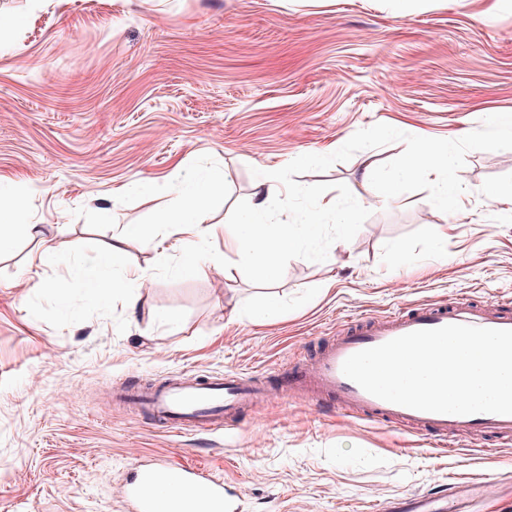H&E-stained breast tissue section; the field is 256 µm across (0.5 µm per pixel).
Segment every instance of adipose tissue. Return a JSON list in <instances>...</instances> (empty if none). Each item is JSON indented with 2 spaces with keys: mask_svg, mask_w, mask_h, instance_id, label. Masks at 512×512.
I'll list each match as a JSON object with an SVG mask.
<instances>
[{
  "mask_svg": "<svg viewBox=\"0 0 512 512\" xmlns=\"http://www.w3.org/2000/svg\"><path fill=\"white\" fill-rule=\"evenodd\" d=\"M274 174L263 175L256 184L251 204L240 220L232 225L217 227L207 223L206 211L216 200L219 177L210 173L193 177L183 183L177 202L160 218L161 223L177 227L181 247H194L220 236L226 249L245 255L252 263L262 266L268 277H277L281 263L298 254L307 236L315 235L324 224L331 223L338 229H346L352 222V211L339 202L330 201L303 210H293L290 194L278 186ZM0 206L11 214L9 225H0V244L10 236L12 225L22 226L33 239L41 238L40 225L29 219V200L20 189L0 191ZM125 235L115 236L110 250L93 258L86 269L93 281L108 279L109 269L120 268L124 281L140 284L146 277L143 270L123 264Z\"/></svg>",
  "mask_w": 512,
  "mask_h": 512,
  "instance_id": "1",
  "label": "adipose tissue"
}]
</instances>
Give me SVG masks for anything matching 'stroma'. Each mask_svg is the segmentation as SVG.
I'll return each instance as SVG.
<instances>
[{
    "mask_svg": "<svg viewBox=\"0 0 512 512\" xmlns=\"http://www.w3.org/2000/svg\"><path fill=\"white\" fill-rule=\"evenodd\" d=\"M491 0H0V182L23 184L58 258L38 282L37 241L0 246V512H103L130 459L205 467L242 512H378L380 503L512 473V446L448 453L410 429L306 400H257L240 429L174 436L150 428L119 390L177 373L237 369L274 380L345 322L422 301L512 298V150L471 151L467 213L424 191L382 202L364 172L405 145L357 152L298 183L346 185L371 214L325 262L291 260L273 288L230 255L196 277L152 271L159 213L189 172L218 173L208 212L232 224L261 175L302 152L332 153L383 123L445 139L512 113V4ZM151 181L141 195L134 183ZM127 224L125 262L146 269L131 299L81 269ZM447 239L434 249L430 225ZM67 290V299L54 295ZM284 305L258 327L269 294Z\"/></svg>",
    "mask_w": 512,
    "mask_h": 512,
    "instance_id": "35a3bbf8",
    "label": "stroma"
}]
</instances>
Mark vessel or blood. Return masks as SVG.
Returning <instances> with one entry per match:
<instances>
[{
    "label": "vessel or blood",
    "instance_id": "vessel-or-blood-1",
    "mask_svg": "<svg viewBox=\"0 0 512 512\" xmlns=\"http://www.w3.org/2000/svg\"><path fill=\"white\" fill-rule=\"evenodd\" d=\"M512 330V304L492 300L480 304L452 298L445 303H423L391 314L355 321L340 330L314 356L290 368L287 384L265 385L260 378L233 369L203 375H174L158 384L123 391L120 401L149 424L169 433L206 431L221 433L238 427L257 396L286 398L307 391L313 403L331 402L347 416L373 423L408 426L433 436L437 446L483 447L487 438L512 444V415H468L425 412L394 404L371 395L342 372L352 354L381 345L399 336L446 325ZM131 476L124 490V512H164L162 500L150 497L149 488L173 485L197 490L192 503L197 512H240L236 494L227 483L204 468L169 459L145 465L129 463ZM497 494L495 482L457 483L448 490L419 493L402 502L400 512H475L478 499Z\"/></svg>",
    "mask_w": 512,
    "mask_h": 512
}]
</instances>
